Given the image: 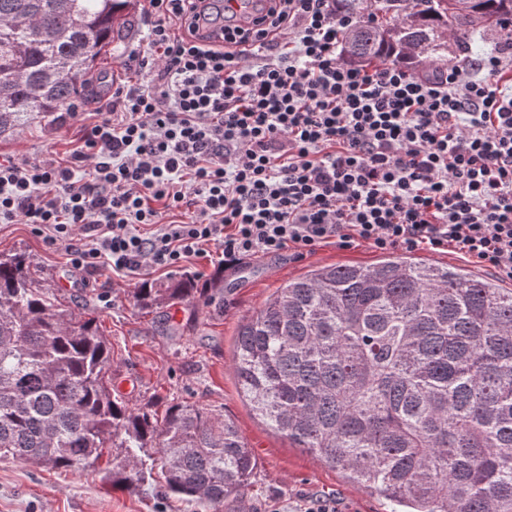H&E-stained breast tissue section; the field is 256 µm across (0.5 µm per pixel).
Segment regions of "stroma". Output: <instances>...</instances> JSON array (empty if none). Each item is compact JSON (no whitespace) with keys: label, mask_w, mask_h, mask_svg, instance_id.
<instances>
[{"label":"stroma","mask_w":512,"mask_h":512,"mask_svg":"<svg viewBox=\"0 0 512 512\" xmlns=\"http://www.w3.org/2000/svg\"><path fill=\"white\" fill-rule=\"evenodd\" d=\"M140 3L128 39L104 62L103 87L89 111L105 107L112 90L131 77L122 61L144 47L149 0ZM82 135L81 118L64 112L37 118L12 136L0 137V161H37L51 152L63 156L80 146ZM16 251L30 256L34 278L54 288L62 304L94 312L112 348L113 393L160 415L173 404H199L234 421L258 469L248 489L226 501L222 512H304L315 499L331 503L336 512H390L386 501L262 423L243 401L231 367L239 324L288 279L319 266L370 264L378 251L327 245L298 259L286 250L226 271L215 248L210 257L190 258L178 269L151 270L142 278L109 272L87 281L72 268L64 245L49 244L33 225L0 223V252ZM219 270L224 273L223 308L186 301L148 312L135 304L134 290L141 283H171L191 275L202 286ZM144 472V481L129 488L112 485L101 469L50 470L4 461L0 512H198L164 494L157 456L146 457Z\"/></svg>","instance_id":"1"}]
</instances>
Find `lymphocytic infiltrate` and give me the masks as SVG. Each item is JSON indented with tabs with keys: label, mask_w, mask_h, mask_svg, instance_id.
Returning <instances> with one entry per match:
<instances>
[{
	"label": "lymphocytic infiltrate",
	"mask_w": 512,
	"mask_h": 512,
	"mask_svg": "<svg viewBox=\"0 0 512 512\" xmlns=\"http://www.w3.org/2000/svg\"><path fill=\"white\" fill-rule=\"evenodd\" d=\"M150 0L145 47L68 158L0 163V223L73 268L138 276L206 244L232 268L330 242L448 248L512 280V44L426 72L346 63L362 18L257 0Z\"/></svg>",
	"instance_id": "1"
}]
</instances>
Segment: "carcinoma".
<instances>
[{"instance_id": "cac0c4a2", "label": "carcinoma", "mask_w": 512, "mask_h": 512, "mask_svg": "<svg viewBox=\"0 0 512 512\" xmlns=\"http://www.w3.org/2000/svg\"><path fill=\"white\" fill-rule=\"evenodd\" d=\"M137 0H0V134L74 107L98 59L126 39ZM363 15L345 61L442 64L448 35L512 38V0H339ZM224 289L143 284L142 310ZM96 317L64 309L26 254H0V461L56 470L102 463L219 512L256 458L232 420L194 404L163 419L112 395ZM242 397L296 448L348 474L393 512H512V288L446 263L385 255L293 278L239 326Z\"/></svg>"}]
</instances>
